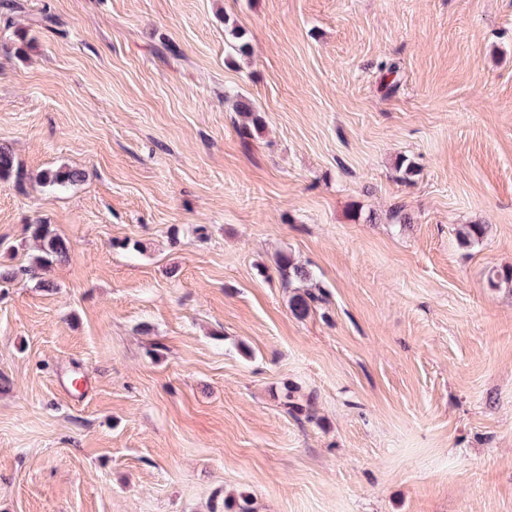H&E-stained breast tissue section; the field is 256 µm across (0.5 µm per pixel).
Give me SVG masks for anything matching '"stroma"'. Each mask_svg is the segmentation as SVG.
I'll use <instances>...</instances> for the list:
<instances>
[{
  "mask_svg": "<svg viewBox=\"0 0 512 512\" xmlns=\"http://www.w3.org/2000/svg\"><path fill=\"white\" fill-rule=\"evenodd\" d=\"M17 2L0 512H512V0ZM83 173L76 168L59 166L57 168L44 169L35 175L36 181L44 187L65 188L81 182ZM26 231L35 243L39 254L33 258L31 265L25 271L32 279H37V287L54 288V283L43 275L54 263L68 260V244L63 238L54 234L48 224L40 222L28 224ZM276 266L280 275L288 282L302 284L312 280V273L305 266L300 265L285 253H281L276 259ZM321 301L320 293L316 294L309 289H301L297 286L289 299V308L295 316L305 317L315 307V304Z\"/></svg>",
  "mask_w": 512,
  "mask_h": 512,
  "instance_id": "stroma-1",
  "label": "stroma"
}]
</instances>
